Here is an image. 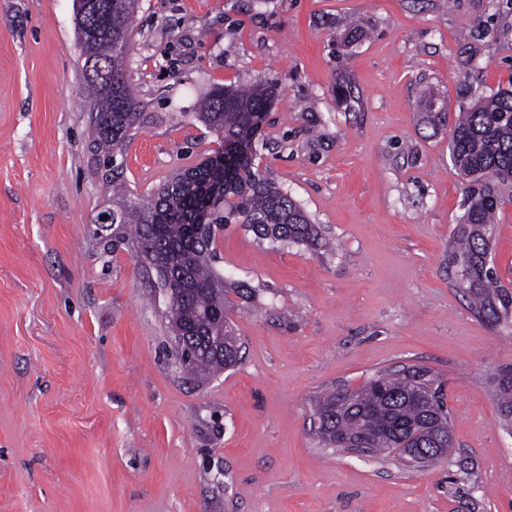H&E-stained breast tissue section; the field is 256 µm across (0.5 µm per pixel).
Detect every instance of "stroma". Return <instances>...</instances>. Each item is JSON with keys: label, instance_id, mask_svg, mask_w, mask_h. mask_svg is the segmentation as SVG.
<instances>
[{"label": "stroma", "instance_id": "35a3bbf8", "mask_svg": "<svg viewBox=\"0 0 512 512\" xmlns=\"http://www.w3.org/2000/svg\"><path fill=\"white\" fill-rule=\"evenodd\" d=\"M74 9L0 0V512H512V326L481 322L448 264L466 186L448 142L469 89L512 85V0H140L128 189L217 149L191 118L213 86L269 82L257 162L330 241L225 226L215 266L253 295L227 311L240 363L204 382L175 363L154 272L93 234L113 203ZM494 254L512 287V188ZM404 365L444 384L448 459L319 445L318 396ZM508 370V367H505L499 371L496 393L499 419L505 427L512 426V381L510 384L503 383L500 377L501 374H507Z\"/></svg>", "mask_w": 512, "mask_h": 512}]
</instances>
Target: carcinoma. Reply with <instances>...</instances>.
Segmentation results:
<instances>
[{
  "mask_svg": "<svg viewBox=\"0 0 512 512\" xmlns=\"http://www.w3.org/2000/svg\"><path fill=\"white\" fill-rule=\"evenodd\" d=\"M140 0H90L76 28L82 72L88 62L104 76L86 94L92 147L102 179L112 185L114 152L141 126L144 105L127 79L132 19ZM473 106L455 121L450 152L460 176L471 186L461 224L450 242L449 264L471 310L497 327L512 318V289L485 264L496 233L501 187L512 181V89L472 93ZM274 98L264 84L248 89L216 86L203 98L195 118L216 136L214 155L173 174L148 199L129 201L112 211V237L104 247H131L152 268L158 282L170 275L178 299L167 321L177 343L180 370L207 380L241 360L242 347L223 312L230 301L216 257L217 231L240 223L260 241L327 247L320 228L302 207L256 164L255 140ZM500 422L512 426V383L498 382ZM450 424L437 377L426 368L387 369L360 387L319 397L313 427L325 448L348 451L346 438L362 426L371 434V453L405 461L403 448L432 447L426 434L437 423Z\"/></svg>",
  "mask_w": 512,
  "mask_h": 512,
  "instance_id": "carcinoma-1",
  "label": "carcinoma"
}]
</instances>
